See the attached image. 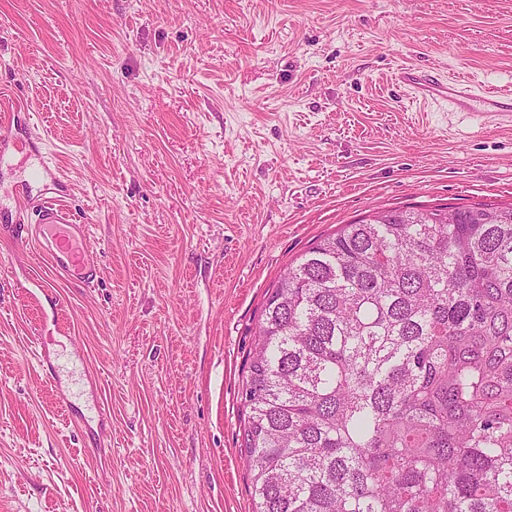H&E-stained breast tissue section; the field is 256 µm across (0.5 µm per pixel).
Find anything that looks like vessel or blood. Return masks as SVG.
Segmentation results:
<instances>
[{
    "label": "vessel or blood",
    "instance_id": "b4317fda",
    "mask_svg": "<svg viewBox=\"0 0 512 512\" xmlns=\"http://www.w3.org/2000/svg\"><path fill=\"white\" fill-rule=\"evenodd\" d=\"M396 81L422 103L445 102L459 112H488L512 115V95L490 89H473L447 80L431 70L400 68ZM53 268L84 282L95 280L98 264L87 242L89 228L73 220L63 206L57 183L47 184L38 203L33 232Z\"/></svg>",
    "mask_w": 512,
    "mask_h": 512
}]
</instances>
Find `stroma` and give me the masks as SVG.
I'll return each mask as SVG.
<instances>
[{
	"mask_svg": "<svg viewBox=\"0 0 512 512\" xmlns=\"http://www.w3.org/2000/svg\"><path fill=\"white\" fill-rule=\"evenodd\" d=\"M512 0H0V210L49 163L101 269L0 227V512H252L243 381L267 291L389 209L512 204ZM395 79L424 104L448 102L457 112H488L512 117L510 93L462 87L434 71L414 67L400 68Z\"/></svg>",
	"mask_w": 512,
	"mask_h": 512,
	"instance_id": "stroma-1",
	"label": "stroma"
}]
</instances>
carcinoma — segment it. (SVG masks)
<instances>
[{"label": "carcinoma", "instance_id": "obj_1", "mask_svg": "<svg viewBox=\"0 0 512 512\" xmlns=\"http://www.w3.org/2000/svg\"><path fill=\"white\" fill-rule=\"evenodd\" d=\"M253 512H512V205L344 224L267 294Z\"/></svg>", "mask_w": 512, "mask_h": 512}]
</instances>
